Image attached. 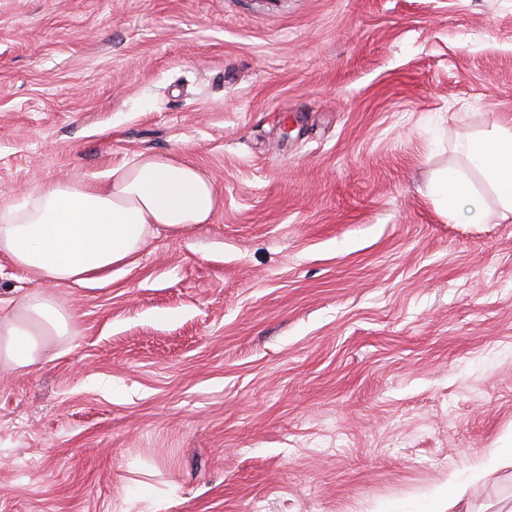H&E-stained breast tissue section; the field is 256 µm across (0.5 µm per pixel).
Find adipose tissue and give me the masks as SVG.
Returning a JSON list of instances; mask_svg holds the SVG:
<instances>
[{"mask_svg":"<svg viewBox=\"0 0 512 512\" xmlns=\"http://www.w3.org/2000/svg\"><path fill=\"white\" fill-rule=\"evenodd\" d=\"M465 149L494 205L452 167L431 183V194L453 220L512 217V127ZM215 208L213 181L192 161L171 156H142L84 181L54 182L21 202L0 198V254L39 284L21 298L14 318L0 321V363L28 367L41 337L69 335V315L44 286L95 283L131 262L160 231L183 234L211 223Z\"/></svg>","mask_w":512,"mask_h":512,"instance_id":"1","label":"adipose tissue"}]
</instances>
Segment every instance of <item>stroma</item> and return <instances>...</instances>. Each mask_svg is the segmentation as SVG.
<instances>
[{"label":"stroma","instance_id":"stroma-1","mask_svg":"<svg viewBox=\"0 0 512 512\" xmlns=\"http://www.w3.org/2000/svg\"><path fill=\"white\" fill-rule=\"evenodd\" d=\"M512 0H0V195L179 155L211 223L0 365V512H512ZM505 466L478 481L493 449ZM465 149L471 165L480 173L494 197L495 210L488 207L469 178L452 167L430 184L431 194L453 220L465 217L472 224H485L493 216L503 220L512 217L511 125L468 141Z\"/></svg>","mask_w":512,"mask_h":512}]
</instances>
